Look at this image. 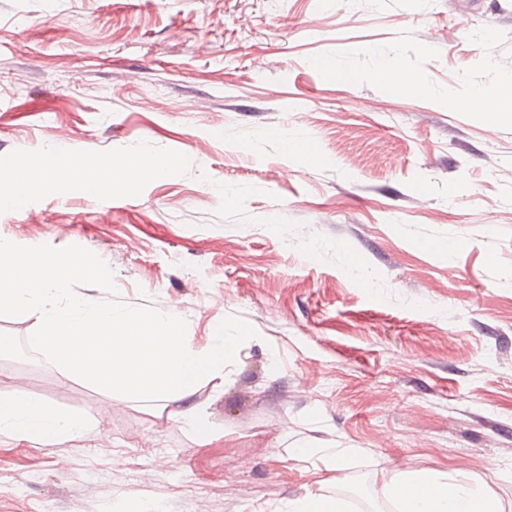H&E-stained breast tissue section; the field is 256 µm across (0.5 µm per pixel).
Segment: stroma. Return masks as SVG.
Returning <instances> with one entry per match:
<instances>
[{"label":"stroma","mask_w":512,"mask_h":512,"mask_svg":"<svg viewBox=\"0 0 512 512\" xmlns=\"http://www.w3.org/2000/svg\"><path fill=\"white\" fill-rule=\"evenodd\" d=\"M509 77L512 0H0V238L92 251L195 347L228 316L257 332L189 398L203 441L181 404L0 357V396L100 416L52 446L0 431V512H284L309 491L396 512L381 484L409 470L512 512ZM94 155L176 169L89 194Z\"/></svg>","instance_id":"35a3bbf8"}]
</instances>
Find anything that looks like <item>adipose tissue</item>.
<instances>
[{
  "mask_svg": "<svg viewBox=\"0 0 512 512\" xmlns=\"http://www.w3.org/2000/svg\"><path fill=\"white\" fill-rule=\"evenodd\" d=\"M21 438H34L52 445L96 429L92 414L73 415L23 392L0 398V430ZM384 495L394 500L398 512H501L492 495L470 486L466 480H448L445 475L427 477L409 472L399 480L384 483Z\"/></svg>",
  "mask_w": 512,
  "mask_h": 512,
  "instance_id": "1",
  "label": "adipose tissue"
}]
</instances>
